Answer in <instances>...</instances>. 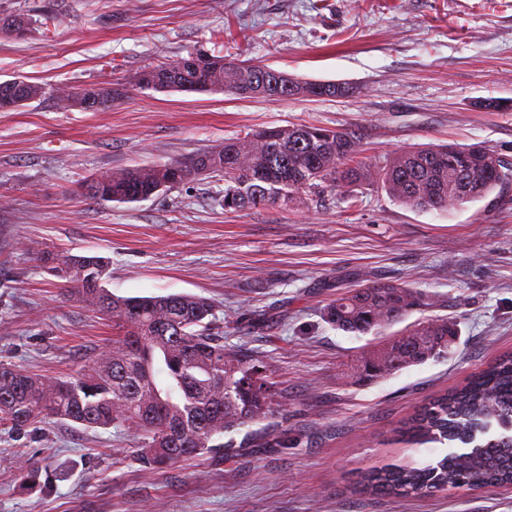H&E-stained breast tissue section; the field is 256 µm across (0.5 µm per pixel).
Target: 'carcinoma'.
I'll use <instances>...</instances> for the list:
<instances>
[{"label": "carcinoma", "instance_id": "cac0c4a2", "mask_svg": "<svg viewBox=\"0 0 512 512\" xmlns=\"http://www.w3.org/2000/svg\"><path fill=\"white\" fill-rule=\"evenodd\" d=\"M22 13L0 17V29L27 31ZM190 52L136 72L131 84L154 91H211L216 84L236 95L239 85L253 96L296 99L350 97L347 83L302 81L267 66L207 55L204 71ZM68 109L96 111L112 104V88L71 86L53 89ZM45 87L21 76L0 82V109L16 110L44 96ZM363 144L353 131L316 125L267 128L224 141L211 150L170 164L121 169L92 176L90 198L129 203L148 199L161 184L170 190L199 181L224 182L220 202L226 212L256 206L318 201L362 183H381L394 200L418 210L448 209L484 198L512 181V166L481 146L412 148L376 170L359 161ZM201 166L211 173L197 175ZM64 287L112 321L116 336L78 372L43 378L0 364V430L22 432L56 421L88 430L134 431L136 459L145 471L163 469L202 452L220 456L237 448L224 435L271 419L279 406L273 383L239 347L214 332V303L194 294L152 298L121 297L105 287L108 263L98 255L32 251ZM435 298L407 284L373 282L336 296L323 308L334 328L371 335L376 349L361 357L358 374L375 380L430 359L446 358L458 336L457 324L436 316L401 331L394 325L412 313L436 306ZM412 446L448 441L458 448L417 468L387 466L366 473L360 488L393 497L433 495L512 483V356L505 355L471 376L460 388L424 404L399 430ZM17 469L27 486L40 484L30 460Z\"/></svg>", "mask_w": 512, "mask_h": 512}]
</instances>
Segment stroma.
Here are the masks:
<instances>
[{
	"instance_id": "stroma-1",
	"label": "stroma",
	"mask_w": 512,
	"mask_h": 512,
	"mask_svg": "<svg viewBox=\"0 0 512 512\" xmlns=\"http://www.w3.org/2000/svg\"><path fill=\"white\" fill-rule=\"evenodd\" d=\"M24 36L0 32V81L118 88L108 108L46 95L0 111V363L62 377L114 335L32 251L107 258L119 296L198 294L224 341L262 361L279 394L272 421L240 447L153 473L133 434L42 424L0 432V512H512V484L423 497L360 492L361 476L423 466L447 445L395 430L433 396L512 353V183L448 210L420 211L377 183L239 213L223 183H187L132 203L86 199L92 175L160 165L270 127L358 130L365 162L413 146L480 145L512 164V0H0ZM205 50L304 80L347 82L351 98L240 100L138 90L148 64ZM500 101L497 109L485 108ZM376 280L439 300L425 317L458 323L455 352L373 381L353 365L368 339L331 327L337 293ZM263 314V323L233 324ZM25 457L52 476L27 489Z\"/></svg>"
}]
</instances>
